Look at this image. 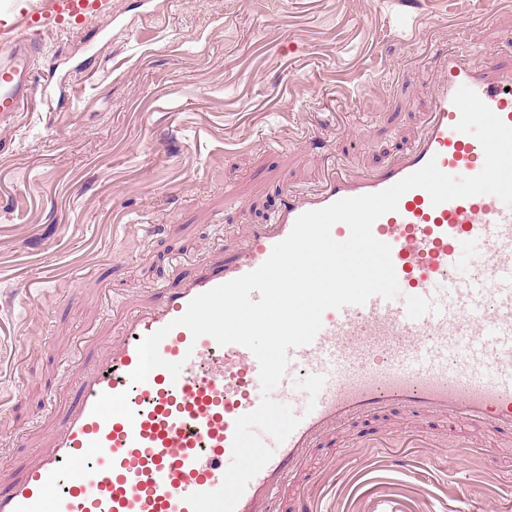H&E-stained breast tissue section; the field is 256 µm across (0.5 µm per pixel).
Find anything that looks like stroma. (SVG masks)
Masks as SVG:
<instances>
[{"instance_id":"obj_1","label":"stroma","mask_w":512,"mask_h":512,"mask_svg":"<svg viewBox=\"0 0 512 512\" xmlns=\"http://www.w3.org/2000/svg\"><path fill=\"white\" fill-rule=\"evenodd\" d=\"M31 104L0 153V490L46 448L125 304L177 287L340 164L377 171L420 136L440 55L512 56V0H112L44 32ZM70 352L63 360L62 352ZM339 431L321 512H512V447L460 421L411 470Z\"/></svg>"}]
</instances>
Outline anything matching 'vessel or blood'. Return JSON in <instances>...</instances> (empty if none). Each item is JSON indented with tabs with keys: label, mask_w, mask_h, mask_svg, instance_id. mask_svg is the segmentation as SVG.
Segmentation results:
<instances>
[{
	"label": "vessel or blood",
	"mask_w": 512,
	"mask_h": 512,
	"mask_svg": "<svg viewBox=\"0 0 512 512\" xmlns=\"http://www.w3.org/2000/svg\"><path fill=\"white\" fill-rule=\"evenodd\" d=\"M20 2L0 16V40L11 42L0 56L1 130L14 128L29 102L37 35L112 7V0ZM463 86L512 126V61L477 66L449 57L425 134L412 149L372 174L330 171L316 193L286 196L275 222L254 226L222 262L198 267L156 303H130L119 341L89 363L79 400L62 412L48 449L0 491V512H192L188 495L218 489L235 421L261 400L259 364L246 347L193 338L173 320L197 295L260 267L305 212L380 192L432 159L449 175L479 173L480 142L455 128L453 96ZM372 233L390 245L402 293L326 311L313 342L290 349L272 396L293 405L301 421L275 445L235 512H314L312 487L329 475L304 473L306 457L328 431L381 411L462 418L512 438V206L492 195L436 206L416 188L374 222ZM470 243L483 246L484 259L462 280L459 256ZM165 326L159 352L182 362L179 377L157 368L132 383L139 342ZM374 357L384 361L375 371L367 367ZM378 443L394 449L388 462L400 470L412 466L406 449L431 445L407 426Z\"/></svg>",
	"instance_id": "1"
}]
</instances>
